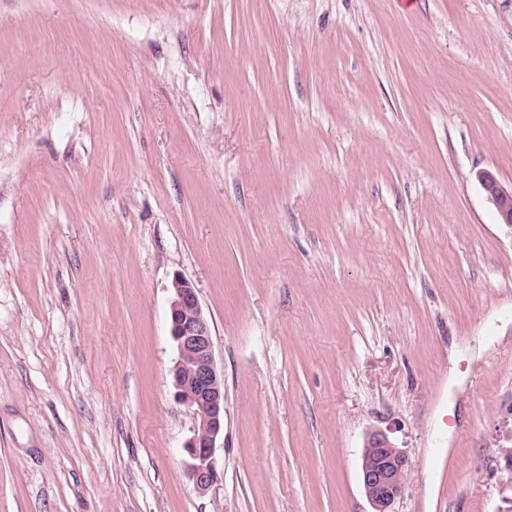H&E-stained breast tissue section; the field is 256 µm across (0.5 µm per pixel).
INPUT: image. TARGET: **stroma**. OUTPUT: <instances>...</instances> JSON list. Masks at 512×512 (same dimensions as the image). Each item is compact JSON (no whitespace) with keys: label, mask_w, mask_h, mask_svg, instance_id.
<instances>
[{"label":"stroma","mask_w":512,"mask_h":512,"mask_svg":"<svg viewBox=\"0 0 512 512\" xmlns=\"http://www.w3.org/2000/svg\"><path fill=\"white\" fill-rule=\"evenodd\" d=\"M512 0H0V512H512ZM193 283L221 481L169 371ZM462 375L449 385L448 371ZM482 188L499 213L503 224L512 228V185L510 189L504 187L491 172L479 175ZM170 336L177 358L171 369L177 400L193 410L196 426L185 442L186 473L199 494L220 480L216 451L224 445V375L215 362L210 321L194 285L175 277L171 284ZM408 456L382 432L372 433L362 455L361 479L371 512H394V503L410 483Z\"/></svg>","instance_id":"stroma-1"}]
</instances>
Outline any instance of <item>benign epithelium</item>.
<instances>
[{"mask_svg": "<svg viewBox=\"0 0 512 512\" xmlns=\"http://www.w3.org/2000/svg\"><path fill=\"white\" fill-rule=\"evenodd\" d=\"M482 188L512 228V188L504 187L490 172L479 175ZM170 336L177 358L171 369L177 400L193 410L196 426L185 442L186 473L195 490L204 495L220 480L217 444L224 439V375L215 362L210 321L194 285L176 277L171 284ZM408 456L382 432L372 433L362 455L361 479L372 512H394V503L410 483Z\"/></svg>", "mask_w": 512, "mask_h": 512, "instance_id": "7a95c632", "label": "benign epithelium"}]
</instances>
